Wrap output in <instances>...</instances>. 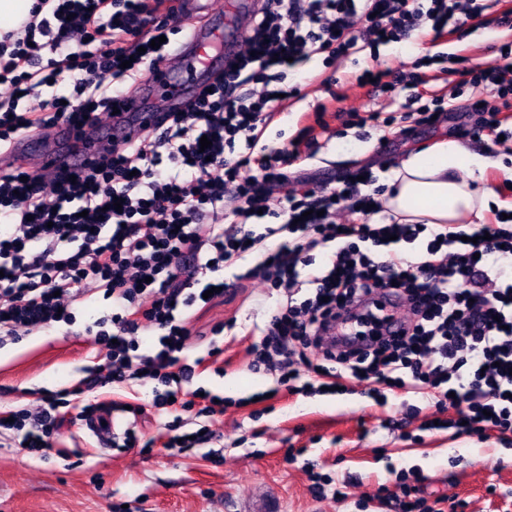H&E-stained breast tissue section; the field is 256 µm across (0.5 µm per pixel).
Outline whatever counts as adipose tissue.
<instances>
[{"mask_svg":"<svg viewBox=\"0 0 512 512\" xmlns=\"http://www.w3.org/2000/svg\"><path fill=\"white\" fill-rule=\"evenodd\" d=\"M484 173L479 155L441 142L402 159L381 201L401 224H479L496 202Z\"/></svg>","mask_w":512,"mask_h":512,"instance_id":"1","label":"adipose tissue"}]
</instances>
